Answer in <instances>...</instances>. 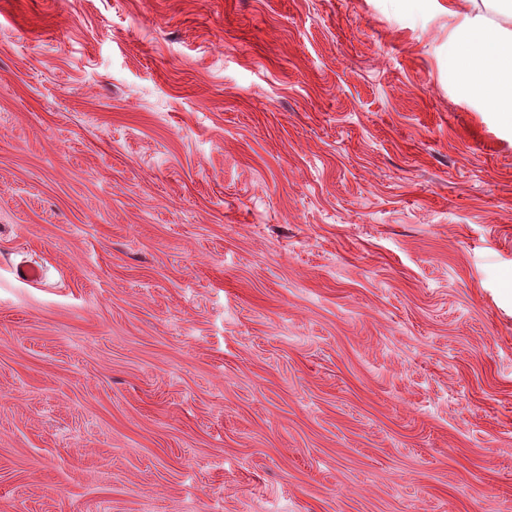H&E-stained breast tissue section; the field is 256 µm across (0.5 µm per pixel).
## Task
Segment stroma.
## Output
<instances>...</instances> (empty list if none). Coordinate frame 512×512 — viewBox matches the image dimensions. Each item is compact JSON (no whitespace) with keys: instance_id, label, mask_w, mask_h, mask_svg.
<instances>
[{"instance_id":"1","label":"stroma","mask_w":512,"mask_h":512,"mask_svg":"<svg viewBox=\"0 0 512 512\" xmlns=\"http://www.w3.org/2000/svg\"><path fill=\"white\" fill-rule=\"evenodd\" d=\"M453 27L0 0V512H512V126Z\"/></svg>"}]
</instances>
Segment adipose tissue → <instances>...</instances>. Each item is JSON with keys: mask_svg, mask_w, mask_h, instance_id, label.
I'll list each match as a JSON object with an SVG mask.
<instances>
[{"mask_svg": "<svg viewBox=\"0 0 512 512\" xmlns=\"http://www.w3.org/2000/svg\"><path fill=\"white\" fill-rule=\"evenodd\" d=\"M491 10L496 19L488 18ZM448 14L461 20L454 31V70L512 124V0H448Z\"/></svg>", "mask_w": 512, "mask_h": 512, "instance_id": "ef3b65f1", "label": "adipose tissue"}]
</instances>
